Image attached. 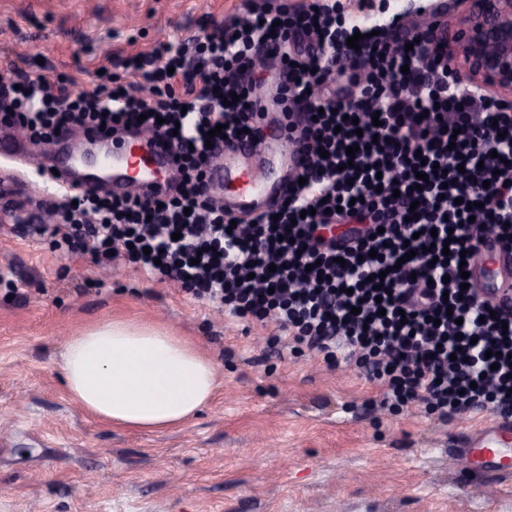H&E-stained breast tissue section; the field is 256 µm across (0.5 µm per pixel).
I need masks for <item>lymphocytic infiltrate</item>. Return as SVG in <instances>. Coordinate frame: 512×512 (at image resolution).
Returning a JSON list of instances; mask_svg holds the SVG:
<instances>
[{
  "label": "lymphocytic infiltrate",
  "mask_w": 512,
  "mask_h": 512,
  "mask_svg": "<svg viewBox=\"0 0 512 512\" xmlns=\"http://www.w3.org/2000/svg\"><path fill=\"white\" fill-rule=\"evenodd\" d=\"M396 34L410 51L393 49ZM352 35L335 7L253 2L165 47L147 101L115 78L76 97L41 76L1 80L0 112L33 141L72 125L138 126L178 151L171 194L62 189L60 222L39 231L99 267L121 259L238 322L274 325L271 345L287 341L293 356L355 362L381 409L512 416V300L490 303L459 268L486 234L512 247V103L460 85L453 62L400 17L355 52ZM267 47L281 64L276 103L308 163L273 211L235 225L211 193L212 148L241 129L265 140L253 61ZM342 55L364 74L346 105L315 87ZM334 224L351 227L342 241L322 233Z\"/></svg>",
  "instance_id": "lymphocytic-infiltrate-1"
}]
</instances>
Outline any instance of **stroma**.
Here are the masks:
<instances>
[{"label":"stroma","mask_w":512,"mask_h":512,"mask_svg":"<svg viewBox=\"0 0 512 512\" xmlns=\"http://www.w3.org/2000/svg\"><path fill=\"white\" fill-rule=\"evenodd\" d=\"M373 23L451 0H339ZM246 0H0V77L43 75L73 96L109 76L142 90L163 44L205 36L243 15ZM138 58L141 70L127 66ZM88 136L33 147L0 126V174L26 223L0 229V512H512V476L450 465L448 452L488 411L449 419L422 406L390 415L354 362L326 367L268 347L274 326L225 319L129 264L103 271L90 255L38 232ZM17 293H10V286ZM112 319L156 324L218 365L212 403L180 427H114L70 397L58 368L78 329Z\"/></svg>","instance_id":"obj_1"}]
</instances>
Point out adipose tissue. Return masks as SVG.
I'll return each mask as SVG.
<instances>
[{
  "label": "adipose tissue",
  "instance_id": "1",
  "mask_svg": "<svg viewBox=\"0 0 512 512\" xmlns=\"http://www.w3.org/2000/svg\"><path fill=\"white\" fill-rule=\"evenodd\" d=\"M60 369L77 404L133 430L184 424L217 386L215 362L191 342L128 321H104L70 337Z\"/></svg>",
  "mask_w": 512,
  "mask_h": 512
}]
</instances>
